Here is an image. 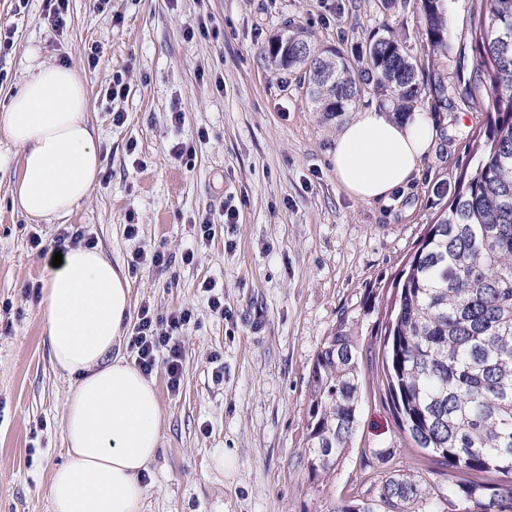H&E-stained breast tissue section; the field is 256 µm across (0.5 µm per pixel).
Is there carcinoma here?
<instances>
[{
    "instance_id": "obj_1",
    "label": "carcinoma",
    "mask_w": 512,
    "mask_h": 512,
    "mask_svg": "<svg viewBox=\"0 0 512 512\" xmlns=\"http://www.w3.org/2000/svg\"><path fill=\"white\" fill-rule=\"evenodd\" d=\"M432 55L448 50L440 0H418ZM470 90L489 114L472 136L474 170L462 169L446 209L434 217L395 283L385 327L384 371L412 447L458 476L440 496L420 475H393L375 503L332 512H512V0H472ZM264 59L298 75L313 110L332 120L360 99L362 85L404 116L423 89L405 43L388 27L359 50L355 73L287 21ZM357 330L342 317L316 354L308 408L309 480L336 470L357 426ZM502 475V482L494 476Z\"/></svg>"
}]
</instances>
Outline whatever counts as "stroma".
<instances>
[{"instance_id":"stroma-1","label":"stroma","mask_w":512,"mask_h":512,"mask_svg":"<svg viewBox=\"0 0 512 512\" xmlns=\"http://www.w3.org/2000/svg\"><path fill=\"white\" fill-rule=\"evenodd\" d=\"M447 2L448 52L432 69L417 0L389 12L380 0H67L60 28L44 0H0V29L13 33L12 49L0 53V113L37 66L72 68L102 159L97 184L71 215L34 220L11 205L21 152L0 143V512H53L49 481L66 459L62 410L74 380L52 366L39 299L26 287L47 275L32 236L50 249L70 225L123 266L164 251V264L128 271L131 310L191 313L178 332L179 390H169L164 365L151 375L162 443L143 476L141 512H332L377 498L386 478L405 473L446 491L447 470L395 422L381 385V329L394 281L448 204L487 120L462 82L472 65L471 0ZM286 21L357 70L358 48L392 27L422 82L434 71L447 76L445 103L428 91L417 106L439 138L419 175L387 202L341 191L330 162L337 124L267 66L262 51ZM117 79L126 91L114 98ZM116 112L124 123H113ZM177 144L192 157L176 159ZM229 205L239 212L230 226ZM205 220L217 226L208 241L199 233ZM210 278L224 314L202 290ZM343 315L360 323L358 422L348 453L318 487L306 469L309 378ZM222 453L231 469L216 467Z\"/></svg>"}]
</instances>
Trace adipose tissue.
Returning a JSON list of instances; mask_svg holds the SVG:
<instances>
[{
  "mask_svg": "<svg viewBox=\"0 0 512 512\" xmlns=\"http://www.w3.org/2000/svg\"><path fill=\"white\" fill-rule=\"evenodd\" d=\"M436 138L425 113L399 119L388 107L363 108L337 133L336 182L354 200H388ZM0 142L22 152L12 203L35 220L71 214L102 170L84 85L68 67L30 74L0 114ZM39 314L53 366L77 379L63 415L67 458L49 486L53 512H140L162 409L153 382L113 352L129 316L127 277L100 248H68L43 282Z\"/></svg>",
  "mask_w": 512,
  "mask_h": 512,
  "instance_id": "adipose-tissue-1",
  "label": "adipose tissue"
}]
</instances>
